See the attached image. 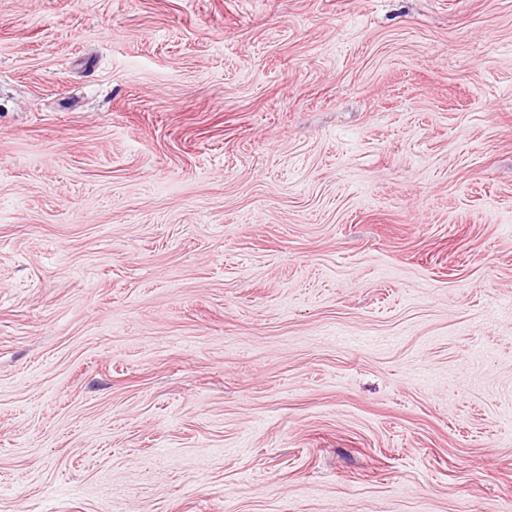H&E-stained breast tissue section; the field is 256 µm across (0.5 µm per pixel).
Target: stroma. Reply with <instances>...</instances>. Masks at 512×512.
<instances>
[{
  "mask_svg": "<svg viewBox=\"0 0 512 512\" xmlns=\"http://www.w3.org/2000/svg\"><path fill=\"white\" fill-rule=\"evenodd\" d=\"M0 512H512V0H0Z\"/></svg>",
  "mask_w": 512,
  "mask_h": 512,
  "instance_id": "stroma-1",
  "label": "stroma"
}]
</instances>
